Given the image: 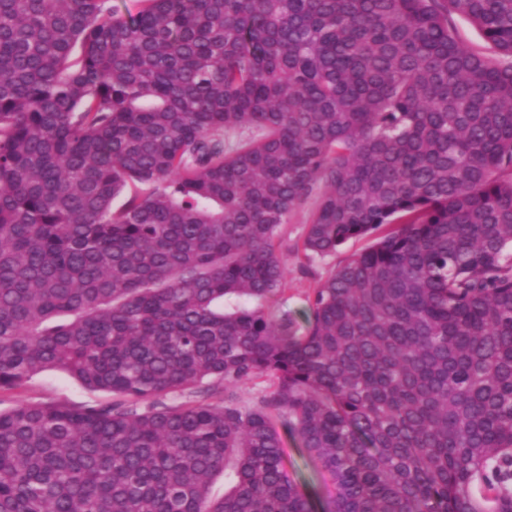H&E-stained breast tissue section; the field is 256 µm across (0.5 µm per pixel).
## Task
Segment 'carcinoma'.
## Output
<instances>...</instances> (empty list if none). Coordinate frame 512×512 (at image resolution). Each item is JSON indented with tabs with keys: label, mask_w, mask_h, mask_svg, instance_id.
Listing matches in <instances>:
<instances>
[{
	"label": "carcinoma",
	"mask_w": 512,
	"mask_h": 512,
	"mask_svg": "<svg viewBox=\"0 0 512 512\" xmlns=\"http://www.w3.org/2000/svg\"><path fill=\"white\" fill-rule=\"evenodd\" d=\"M135 3L0 0V512H512V0ZM454 22L456 35L462 43L476 51L482 52L487 56H494L490 45L483 39L480 32L464 17L456 15L454 17ZM313 201L308 200L297 207L288 220L282 225L279 233V255L288 268V276L284 292L274 300L264 303L263 307L272 315L280 318L285 314L305 325L307 296L323 281L328 273L352 258L354 254L364 251L375 242V237L353 239L340 247L336 253L323 257L315 256L310 261L302 252L303 239L309 224ZM309 265L310 274L301 272V265ZM112 396L90 392L76 380L61 371H46L35 376L21 390L0 394V409L5 410L18 401L51 402L63 401L74 404L85 403L94 400H107ZM284 448V463L288 472L292 474L299 487L309 493L315 500L318 512H323L332 487L325 481L320 466L313 461L296 438L280 430Z\"/></svg>",
	"instance_id": "obj_1"
}]
</instances>
